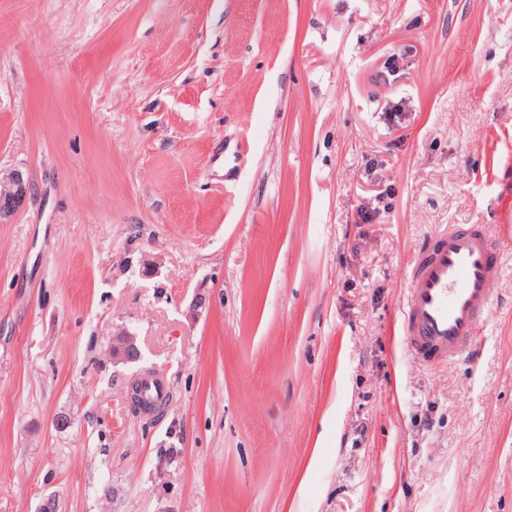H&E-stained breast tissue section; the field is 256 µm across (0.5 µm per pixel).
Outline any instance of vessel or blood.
<instances>
[{"label":"vessel or blood","instance_id":"b4317fda","mask_svg":"<svg viewBox=\"0 0 512 512\" xmlns=\"http://www.w3.org/2000/svg\"><path fill=\"white\" fill-rule=\"evenodd\" d=\"M500 271L499 249L478 224L454 227L416 250L401 331L417 359L476 357Z\"/></svg>","mask_w":512,"mask_h":512}]
</instances>
